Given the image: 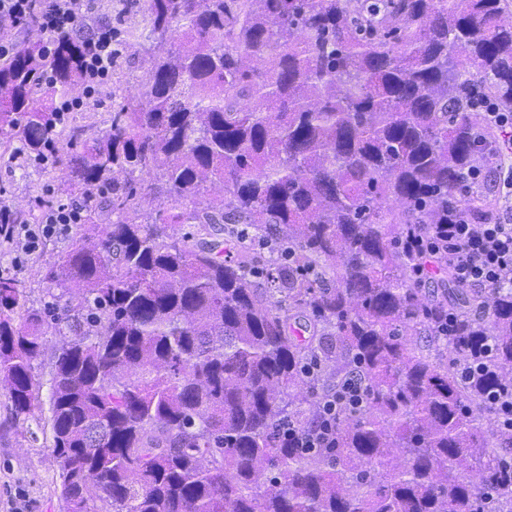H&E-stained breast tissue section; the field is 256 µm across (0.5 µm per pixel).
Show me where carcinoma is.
<instances>
[{
    "label": "carcinoma",
    "instance_id": "1",
    "mask_svg": "<svg viewBox=\"0 0 512 512\" xmlns=\"http://www.w3.org/2000/svg\"><path fill=\"white\" fill-rule=\"evenodd\" d=\"M507 11L145 0L139 38L177 47L83 140L37 99L47 71L56 92L80 80L76 38L0 62V139L28 157L65 147L68 190L88 198L83 233L49 263L64 300L53 321L16 317L26 284L0 278V388L16 414L42 420L34 363L46 336L65 337L49 405L67 512H478L483 494L512 512V433L484 404L512 386V285L485 294L448 277L462 324L448 342L432 320L445 303L422 295L398 248L413 224L493 218L475 178L496 133L465 90L512 106ZM145 173L171 206L142 218ZM248 227L270 248L264 270ZM292 312L309 337L290 333ZM424 332L448 364L418 346ZM320 352L336 369L306 374ZM354 374L367 401L340 419L336 447L281 439Z\"/></svg>",
    "mask_w": 512,
    "mask_h": 512
}]
</instances>
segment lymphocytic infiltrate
Returning <instances> with one entry per match:
<instances>
[{"label": "lymphocytic infiltrate", "mask_w": 512, "mask_h": 512, "mask_svg": "<svg viewBox=\"0 0 512 512\" xmlns=\"http://www.w3.org/2000/svg\"><path fill=\"white\" fill-rule=\"evenodd\" d=\"M97 0H0V18L14 26L37 28L46 51L62 38L82 29L94 16ZM115 52L112 28L97 26L80 47L82 78L87 91L104 82L112 71ZM86 204L81 200L59 202L42 215L40 224L18 223L11 207L0 204V241L32 253L43 239L67 231L82 221ZM402 257L417 282L430 280L436 267L450 268L455 283L463 288L490 291L512 284V217L497 214L479 223L462 219L452 224H416L401 244ZM367 388L349 377L322 396L319 413L308 426L285 421L281 433L294 448H330L336 442V423L345 414L361 410Z\"/></svg>", "instance_id": "lymphocytic-infiltrate-1"}]
</instances>
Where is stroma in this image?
Listing matches in <instances>:
<instances>
[{"instance_id": "35a3bbf8", "label": "stroma", "mask_w": 512, "mask_h": 512, "mask_svg": "<svg viewBox=\"0 0 512 512\" xmlns=\"http://www.w3.org/2000/svg\"><path fill=\"white\" fill-rule=\"evenodd\" d=\"M143 0H99L95 23H109L119 41L108 83L100 88L76 117L84 137H94L104 129L112 109L123 97L138 93L158 48L153 43L130 42L127 30L141 26ZM68 169L53 162L49 170L29 163L27 174H20L9 162L0 159V199L26 224L37 223L48 205L67 199ZM83 231L71 225L68 232L45 240L27 256L22 266H14L9 250H0V277L25 281L26 307L45 308L53 291L45 278L51 256L68 251ZM48 423L15 415L5 391L0 390V512H13L24 506L26 512H67L61 495L60 467L51 448Z\"/></svg>"}]
</instances>
